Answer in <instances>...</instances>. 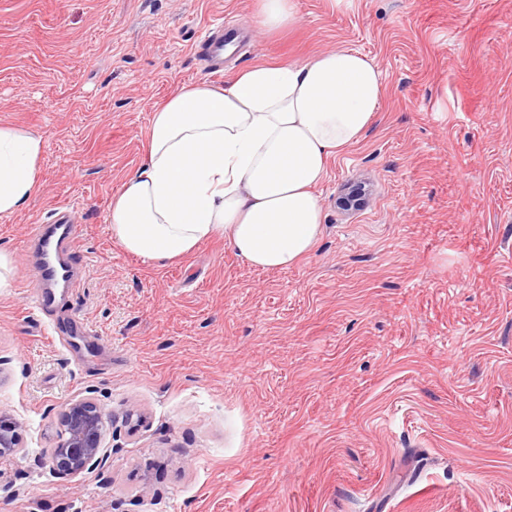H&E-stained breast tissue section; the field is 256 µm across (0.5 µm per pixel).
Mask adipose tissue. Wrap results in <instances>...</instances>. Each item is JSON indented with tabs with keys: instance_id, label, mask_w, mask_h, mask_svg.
<instances>
[{
	"instance_id": "obj_1",
	"label": "adipose tissue",
	"mask_w": 512,
	"mask_h": 512,
	"mask_svg": "<svg viewBox=\"0 0 512 512\" xmlns=\"http://www.w3.org/2000/svg\"><path fill=\"white\" fill-rule=\"evenodd\" d=\"M276 34L299 22L296 0H255ZM383 95L379 69L340 48L237 73L224 86H182L154 111L147 159L112 199L107 222L125 251L164 262L224 237L249 266L286 269L314 249L323 211L313 193L330 155L363 134ZM44 137L0 124V216L40 190Z\"/></svg>"
}]
</instances>
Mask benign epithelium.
Listing matches in <instances>:
<instances>
[{"instance_id":"7a95c632","label":"benign epithelium","mask_w":512,"mask_h":512,"mask_svg":"<svg viewBox=\"0 0 512 512\" xmlns=\"http://www.w3.org/2000/svg\"><path fill=\"white\" fill-rule=\"evenodd\" d=\"M106 418L91 401L68 404L61 417L59 441L55 448L56 467L68 473L92 468L102 462L99 457ZM19 425L0 417V453L15 450Z\"/></svg>"}]
</instances>
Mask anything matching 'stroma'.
Here are the masks:
<instances>
[{"mask_svg": "<svg viewBox=\"0 0 512 512\" xmlns=\"http://www.w3.org/2000/svg\"><path fill=\"white\" fill-rule=\"evenodd\" d=\"M0 0V123L44 136L41 188L0 217V512H512V0ZM247 36L225 77L348 47L382 72L365 133L315 188L314 250L286 270L223 238L162 264L106 222L175 88L217 84L193 45ZM367 198L346 210V187ZM78 208L83 279L46 315L27 246ZM96 330L70 335L72 311ZM107 416L103 463L59 471L68 403ZM254 23L269 34L295 27L299 22L295 0H255Z\"/></svg>", "mask_w": 512, "mask_h": 512, "instance_id": "stroma-1", "label": "stroma"}]
</instances>
